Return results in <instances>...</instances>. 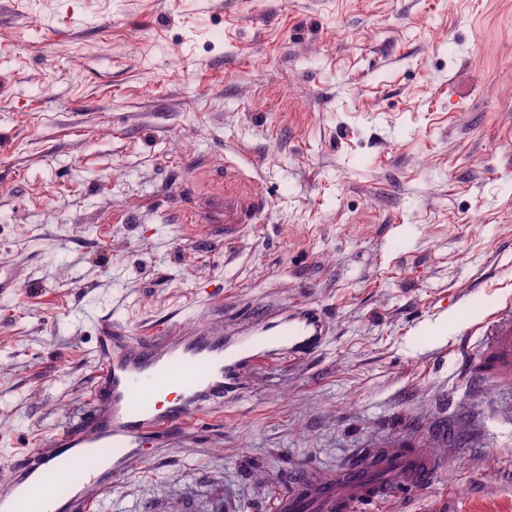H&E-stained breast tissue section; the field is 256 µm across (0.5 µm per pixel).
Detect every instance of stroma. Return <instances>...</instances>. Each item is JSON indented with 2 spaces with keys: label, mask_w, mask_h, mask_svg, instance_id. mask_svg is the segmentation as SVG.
Wrapping results in <instances>:
<instances>
[{
  "label": "stroma",
  "mask_w": 512,
  "mask_h": 512,
  "mask_svg": "<svg viewBox=\"0 0 512 512\" xmlns=\"http://www.w3.org/2000/svg\"><path fill=\"white\" fill-rule=\"evenodd\" d=\"M0 273V461L90 412L101 324L329 322L92 512H274L464 411L373 512H512V389L457 351L512 301V0H0ZM264 203V199L259 195L248 202L224 195V221L228 224H241L248 217V212L263 209Z\"/></svg>",
  "instance_id": "stroma-1"
}]
</instances>
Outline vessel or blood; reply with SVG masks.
<instances>
[{
	"label": "vessel or blood",
	"mask_w": 512,
	"mask_h": 512,
	"mask_svg": "<svg viewBox=\"0 0 512 512\" xmlns=\"http://www.w3.org/2000/svg\"><path fill=\"white\" fill-rule=\"evenodd\" d=\"M264 207L262 196L224 198V221L242 223ZM329 326L323 312L306 305L263 326L258 339L239 341L202 330L161 342H135L103 331L97 354L101 370L87 418L64 428L42 447L12 459L11 478L0 486V512H91L93 505L143 459L145 446H160L195 428L225 395L239 386L242 367L266 353L307 357L319 351ZM512 386V305L489 319L472 347L462 379L472 389L484 377ZM103 458L108 471H83L77 489L63 497L33 499L32 487L47 472L67 480L86 456ZM445 460L430 446L363 448L340 478L296 479L278 499L277 512H371L379 503L419 490L442 472Z\"/></svg>",
	"instance_id": "obj_1"
}]
</instances>
